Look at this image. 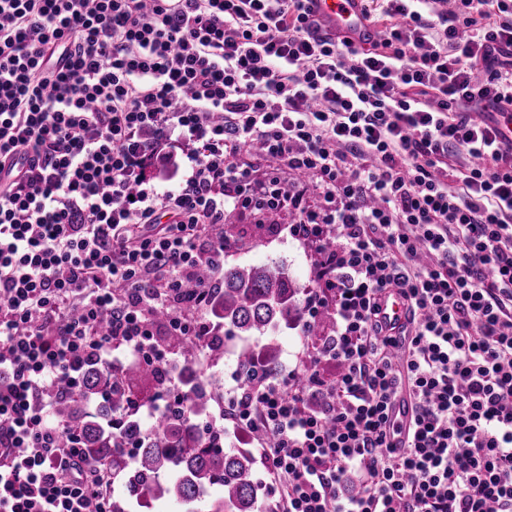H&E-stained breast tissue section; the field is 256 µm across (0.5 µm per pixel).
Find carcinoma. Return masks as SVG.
I'll return each mask as SVG.
<instances>
[{"mask_svg": "<svg viewBox=\"0 0 512 512\" xmlns=\"http://www.w3.org/2000/svg\"><path fill=\"white\" fill-rule=\"evenodd\" d=\"M253 249L259 239L241 235L236 224L224 225V242ZM298 288L282 264H235L224 267V279L210 300L205 317L233 336L264 337L281 324L298 323L302 308ZM162 343L182 358L173 373L169 365L148 368L129 364L108 374L92 366L78 391L60 393L52 412L56 421L80 429L82 448L96 466L112 467V512H128L131 500L143 499L186 507V512H259L261 482L248 448H220L217 436L204 424L212 408L224 399L221 387L198 379L190 363L195 346L183 336H163ZM182 390L183 401L151 424L125 415L113 426L110 416L140 398H153L170 381ZM99 395L104 405L96 413L81 402ZM135 446L136 462L128 465L118 443Z\"/></svg>", "mask_w": 512, "mask_h": 512, "instance_id": "carcinoma-1", "label": "carcinoma"}]
</instances>
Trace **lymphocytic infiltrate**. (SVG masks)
Returning <instances> with one entry per match:
<instances>
[{
  "mask_svg": "<svg viewBox=\"0 0 512 512\" xmlns=\"http://www.w3.org/2000/svg\"><path fill=\"white\" fill-rule=\"evenodd\" d=\"M310 2L0 0V512H112L49 387L206 359L197 272L269 204L315 254L302 364L254 359L213 433L280 512H512V0H362V44Z\"/></svg>",
  "mask_w": 512,
  "mask_h": 512,
  "instance_id": "obj_1",
  "label": "lymphocytic infiltrate"
}]
</instances>
